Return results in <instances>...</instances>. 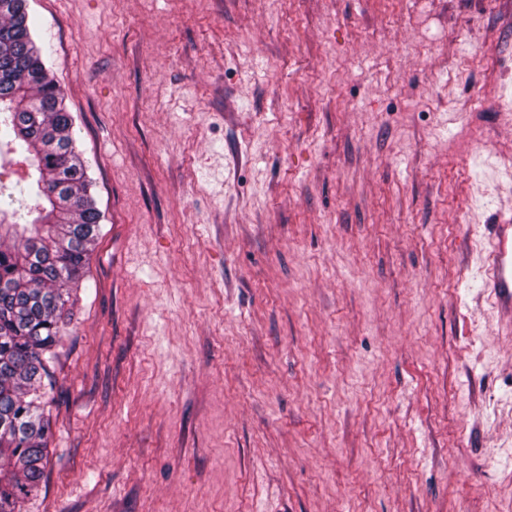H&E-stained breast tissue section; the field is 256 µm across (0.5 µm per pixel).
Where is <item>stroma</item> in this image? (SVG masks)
Listing matches in <instances>:
<instances>
[{"label": "stroma", "mask_w": 512, "mask_h": 512, "mask_svg": "<svg viewBox=\"0 0 512 512\" xmlns=\"http://www.w3.org/2000/svg\"><path fill=\"white\" fill-rule=\"evenodd\" d=\"M103 218L25 512H512V0H28ZM487 279L497 308L509 315L505 323L512 333V217L493 224L491 247L487 259Z\"/></svg>", "instance_id": "1"}]
</instances>
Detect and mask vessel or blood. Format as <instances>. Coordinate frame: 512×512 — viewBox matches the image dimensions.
Listing matches in <instances>:
<instances>
[{
	"label": "vessel or blood",
	"instance_id": "b4317fda",
	"mask_svg": "<svg viewBox=\"0 0 512 512\" xmlns=\"http://www.w3.org/2000/svg\"><path fill=\"white\" fill-rule=\"evenodd\" d=\"M487 279L497 308L507 314L512 333V218L493 225L487 259Z\"/></svg>",
	"mask_w": 512,
	"mask_h": 512
}]
</instances>
